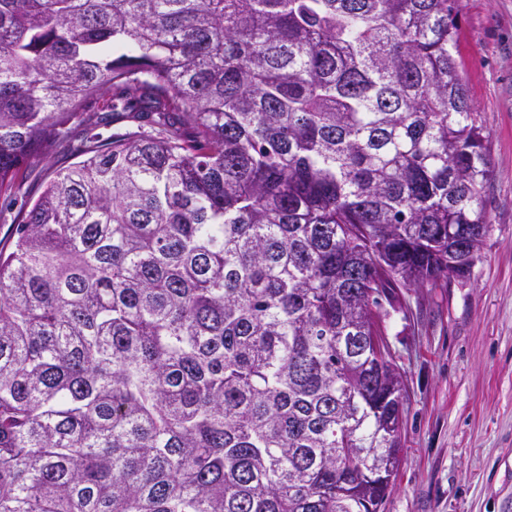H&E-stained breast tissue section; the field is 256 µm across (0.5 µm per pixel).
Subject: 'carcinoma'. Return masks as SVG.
Listing matches in <instances>:
<instances>
[{
	"instance_id": "1",
	"label": "carcinoma",
	"mask_w": 512,
	"mask_h": 512,
	"mask_svg": "<svg viewBox=\"0 0 512 512\" xmlns=\"http://www.w3.org/2000/svg\"><path fill=\"white\" fill-rule=\"evenodd\" d=\"M457 14L0 0V196L57 165L0 248V512H379L404 393L364 336L489 231Z\"/></svg>"
}]
</instances>
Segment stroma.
<instances>
[{
  "label": "stroma",
  "mask_w": 512,
  "mask_h": 512,
  "mask_svg": "<svg viewBox=\"0 0 512 512\" xmlns=\"http://www.w3.org/2000/svg\"><path fill=\"white\" fill-rule=\"evenodd\" d=\"M455 58L489 136L490 229L465 278L396 289L382 323L406 387L384 512H512V0H459ZM48 161L0 199V245Z\"/></svg>",
  "instance_id": "35a3bbf8"
}]
</instances>
